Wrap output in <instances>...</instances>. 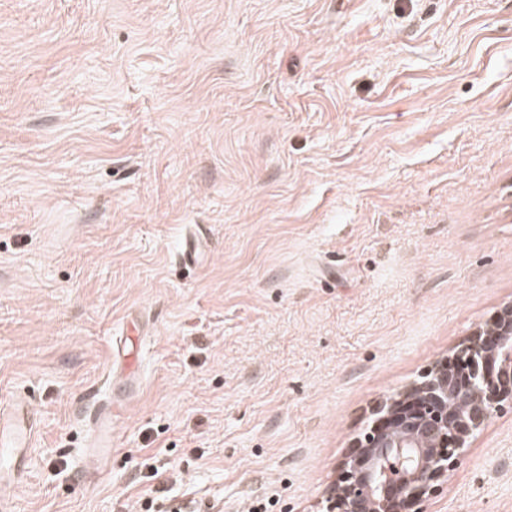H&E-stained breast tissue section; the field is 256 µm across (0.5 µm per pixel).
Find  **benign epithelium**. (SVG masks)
<instances>
[{"instance_id":"7a95c632","label":"benign epithelium","mask_w":512,"mask_h":512,"mask_svg":"<svg viewBox=\"0 0 512 512\" xmlns=\"http://www.w3.org/2000/svg\"><path fill=\"white\" fill-rule=\"evenodd\" d=\"M512 408V304L420 380L380 402L352 443L323 512H425L470 439Z\"/></svg>"}]
</instances>
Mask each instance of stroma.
Wrapping results in <instances>:
<instances>
[{
	"instance_id": "obj_1",
	"label": "stroma",
	"mask_w": 512,
	"mask_h": 512,
	"mask_svg": "<svg viewBox=\"0 0 512 512\" xmlns=\"http://www.w3.org/2000/svg\"><path fill=\"white\" fill-rule=\"evenodd\" d=\"M508 303L512 0H0V396L38 419L14 512H145L154 459L179 503L319 512L372 407ZM424 508L512 512V409ZM146 334L136 320H127L121 336L112 346L107 381L114 394L101 402L89 417V436L86 452L100 460L112 456V419L119 414L126 400L140 388L142 381L141 343Z\"/></svg>"
}]
</instances>
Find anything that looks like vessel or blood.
<instances>
[{
	"mask_svg": "<svg viewBox=\"0 0 512 512\" xmlns=\"http://www.w3.org/2000/svg\"><path fill=\"white\" fill-rule=\"evenodd\" d=\"M145 331L136 320L124 323L112 346L107 381L113 395L101 402L89 417L86 451L89 455L110 460L112 456V420L126 400L139 389L142 381L141 343ZM37 430L36 418L28 402L19 397L0 400V486L21 484L29 462Z\"/></svg>",
	"mask_w": 512,
	"mask_h": 512,
	"instance_id": "b4317fda",
	"label": "vessel or blood"
}]
</instances>
